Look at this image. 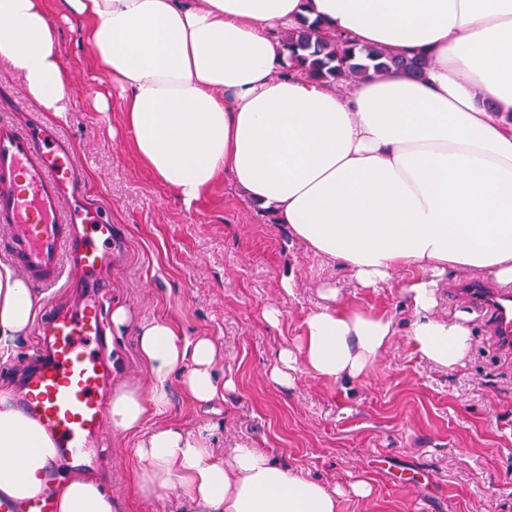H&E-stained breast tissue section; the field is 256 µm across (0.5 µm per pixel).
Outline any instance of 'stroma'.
Instances as JSON below:
<instances>
[{
	"label": "stroma",
	"instance_id": "stroma-1",
	"mask_svg": "<svg viewBox=\"0 0 512 512\" xmlns=\"http://www.w3.org/2000/svg\"><path fill=\"white\" fill-rule=\"evenodd\" d=\"M57 44L72 91L56 125L91 195L111 208L127 240L109 276L112 306L136 324L166 318L185 335L211 337L224 354L221 373L236 383L207 405L192 404L172 385L168 413L134 432L105 427L104 446L86 470L107 474L117 512H180L181 489L139 494L133 456L141 438L172 418L203 435L215 458L246 444L344 489L340 512H418L422 505L428 512H512V356L494 348L481 323L472 324L464 363L437 367L412 351L413 312L400 286L357 287L227 183L184 206L135 154L121 100L69 23L59 22ZM101 93L109 97L104 111L95 103ZM41 115L19 72L0 60V119L23 128ZM287 278L293 290L283 288ZM328 286L347 304L393 316V343L363 379L301 373L291 386L275 383L277 352L297 343L302 319ZM270 306L280 311L278 323L263 317ZM108 345L115 383L147 384L134 332L111 334ZM360 478L371 482V498L348 493Z\"/></svg>",
	"mask_w": 512,
	"mask_h": 512
}]
</instances>
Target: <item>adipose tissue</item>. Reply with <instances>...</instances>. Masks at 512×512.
<instances>
[{"mask_svg": "<svg viewBox=\"0 0 512 512\" xmlns=\"http://www.w3.org/2000/svg\"><path fill=\"white\" fill-rule=\"evenodd\" d=\"M96 66L124 100L133 148L185 204L218 179L309 251L363 288L403 289L413 309L408 339L422 359L455 369L469 353L471 317L436 314L448 272L512 285V0H60ZM50 0H0V58L19 70L42 111L62 114L70 92ZM428 64L350 87L308 81L280 33L300 20ZM311 310L295 348L282 349L274 382L305 372L326 381L364 378L391 346V316L338 301ZM42 303L15 267L0 261V355L27 334ZM136 336L149 383L113 387L107 418L135 431L170 407L179 382L189 399H223L206 336L165 320ZM139 493L185 489L183 512H339L341 489L286 469L239 445L215 459L205 439L175 422L134 450ZM55 456L39 426L0 391V494L30 497ZM56 512H115L100 476L61 486Z\"/></svg>", "mask_w": 512, "mask_h": 512, "instance_id": "adipose-tissue-1", "label": "adipose tissue"}]
</instances>
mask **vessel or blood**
Returning a JSON list of instances; mask_svg holds the SVG:
<instances>
[{
  "label": "vessel or blood",
  "mask_w": 512,
  "mask_h": 512,
  "mask_svg": "<svg viewBox=\"0 0 512 512\" xmlns=\"http://www.w3.org/2000/svg\"><path fill=\"white\" fill-rule=\"evenodd\" d=\"M84 182L71 146L55 127L19 128L0 121V224L20 271L37 287L68 279L79 290L73 307L48 305L34 333L33 367L18 397L65 462L83 466L100 447L112 387V365L101 351L109 296L102 279L112 261V226L104 209L77 204ZM469 304L503 350H512V292L472 280L451 289ZM56 475H47L24 502L0 497V512H55Z\"/></svg>",
  "instance_id": "obj_1"
}]
</instances>
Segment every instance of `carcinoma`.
<instances>
[{"mask_svg": "<svg viewBox=\"0 0 512 512\" xmlns=\"http://www.w3.org/2000/svg\"><path fill=\"white\" fill-rule=\"evenodd\" d=\"M281 40L300 75L344 86L370 71L383 76L400 69L415 75L427 65L422 56L397 55L380 47L358 48L345 39L327 37L316 21L303 20L284 30Z\"/></svg>", "mask_w": 512, "mask_h": 512, "instance_id": "1", "label": "carcinoma"}]
</instances>
